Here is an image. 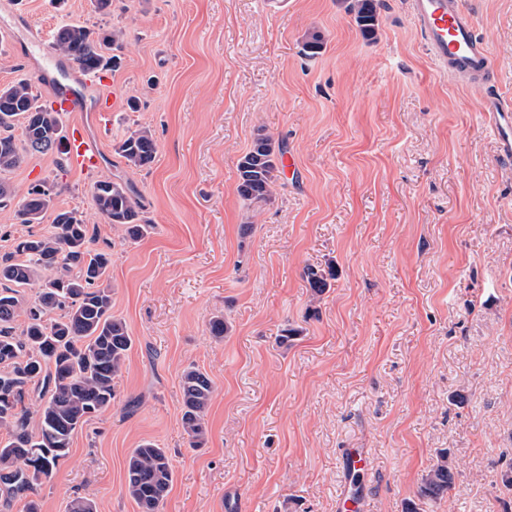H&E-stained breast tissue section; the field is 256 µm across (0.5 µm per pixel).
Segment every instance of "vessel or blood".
<instances>
[{"label":"vessel or blood","mask_w":512,"mask_h":512,"mask_svg":"<svg viewBox=\"0 0 512 512\" xmlns=\"http://www.w3.org/2000/svg\"><path fill=\"white\" fill-rule=\"evenodd\" d=\"M410 16L419 27L427 50L435 62L452 74L473 77L487 75L494 67L493 58L477 36L473 20L457 5L456 0H409ZM30 51L39 57V76L50 84L63 114L95 112L99 106L88 100L82 88V77L75 68L61 63L45 39L33 37ZM484 110L497 132L505 154H512V103L494 94H487ZM65 152L74 169L93 171L101 160L97 138L90 136L82 122L68 128ZM342 465L348 476L347 485L336 498L338 512H357L358 481L369 471L366 449H346Z\"/></svg>","instance_id":"1"}]
</instances>
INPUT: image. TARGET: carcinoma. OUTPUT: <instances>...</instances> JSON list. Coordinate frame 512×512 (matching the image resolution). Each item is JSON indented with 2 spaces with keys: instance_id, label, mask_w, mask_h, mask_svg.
<instances>
[{
  "instance_id": "cac0c4a2",
  "label": "carcinoma",
  "mask_w": 512,
  "mask_h": 512,
  "mask_svg": "<svg viewBox=\"0 0 512 512\" xmlns=\"http://www.w3.org/2000/svg\"><path fill=\"white\" fill-rule=\"evenodd\" d=\"M361 32L376 33V0L349 5ZM125 33L68 23L57 28L53 48L85 73L117 68ZM22 127V142L14 130ZM64 141L60 114L40 102L27 79L0 87V208L15 204L20 224H40L53 213L54 231L24 234L13 252L0 256V501L26 498V512H39L34 496L67 456L74 434L106 411L114 399L113 379L122 371L134 340L125 321L112 315V290L104 285L111 255L96 248L82 213L55 208V194L33 186L15 199L4 174L28 155H47ZM113 150L133 170L150 167L157 156L152 130L139 127ZM282 145L258 132L237 165L239 196L249 203L271 200L281 173ZM97 211L119 226L127 239L138 241L153 230L128 183L99 179L92 187ZM304 277L320 296L333 272L307 267ZM37 286L34 296L25 290ZM181 423L190 447L206 442L207 413L215 392L208 373L195 365L181 375ZM40 400V423L29 430L28 405ZM458 471L448 451L423 476L420 499H438L456 486ZM174 481V466L165 449L144 441L127 461L126 490L139 512H161ZM66 512H98L95 501L74 497Z\"/></svg>"
}]
</instances>
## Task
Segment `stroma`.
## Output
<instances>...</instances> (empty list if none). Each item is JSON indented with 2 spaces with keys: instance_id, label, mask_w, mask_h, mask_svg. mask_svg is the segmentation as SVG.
<instances>
[{
  "instance_id": "1",
  "label": "stroma",
  "mask_w": 512,
  "mask_h": 512,
  "mask_svg": "<svg viewBox=\"0 0 512 512\" xmlns=\"http://www.w3.org/2000/svg\"><path fill=\"white\" fill-rule=\"evenodd\" d=\"M512 102V0H460ZM347 0H0V86L35 81L23 50L67 22L121 28L111 115L95 175L32 156L8 176L16 197L40 182L81 212L112 255V312L134 345L109 410L75 433L37 498L64 512L79 493L100 512H139L126 462L146 440L174 482L162 512H336L341 454L367 449L363 512H512L500 472L512 464V157L482 110L478 80L440 71L408 0H378L365 39ZM319 35L323 50L304 56ZM138 100L137 110L127 106ZM150 127L151 167L112 144ZM292 158L271 202L246 204L237 163L257 131ZM131 182L155 226L139 242L94 207L95 180ZM334 267L313 297L306 267ZM221 315L231 329L209 333ZM297 329L280 343L283 329ZM215 384L207 443L181 427V374ZM448 451L459 477L421 500Z\"/></svg>"
}]
</instances>
